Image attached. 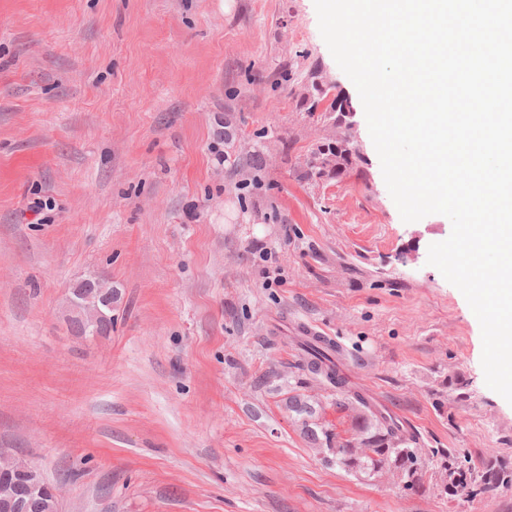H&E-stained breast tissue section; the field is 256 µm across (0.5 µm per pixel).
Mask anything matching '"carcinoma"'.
Instances as JSON below:
<instances>
[{"label":"carcinoma","instance_id":"cac0c4a2","mask_svg":"<svg viewBox=\"0 0 512 512\" xmlns=\"http://www.w3.org/2000/svg\"><path fill=\"white\" fill-rule=\"evenodd\" d=\"M318 77L319 67L315 66L310 70L308 84L305 86L310 93L306 99L308 112L319 111V105L327 97L317 87ZM340 136L347 143L346 147L338 151L331 145L327 146L328 153L334 154L332 167L336 168L338 177L359 158V154L348 147V131L341 130ZM110 291L111 285L99 281L85 290L84 297L77 298V303L73 306V316L70 318L76 333L92 338L105 336L112 331V315L101 317L97 314L102 295ZM299 349L298 369L334 389L337 408L342 409L351 401L369 408V400L348 386L336 362V346L326 340L303 336L299 340ZM351 431V437L343 438L325 430L320 438L316 431L309 429L307 437L314 444L322 440L331 444L327 461L347 473L364 478L392 473L400 478L405 489H420L422 469L416 449L412 448L416 438L406 433L397 418L372 411L370 416L353 425ZM430 453L439 461L442 470H451L456 475L455 480L444 489V493L450 497L464 492L473 496L478 490L482 492L493 486L512 483V466L505 462L490 460L485 463L481 472L475 474L468 468L458 466L452 453L445 448H432Z\"/></svg>","mask_w":512,"mask_h":512}]
</instances>
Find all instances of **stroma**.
Masks as SVG:
<instances>
[{
    "label": "stroma",
    "instance_id": "1",
    "mask_svg": "<svg viewBox=\"0 0 512 512\" xmlns=\"http://www.w3.org/2000/svg\"><path fill=\"white\" fill-rule=\"evenodd\" d=\"M353 110L359 158L308 175ZM450 220L403 222L314 0H0V449L61 512H512V485L448 497L327 464L306 429L363 414L296 368L324 336L420 448L512 464V404L478 319L428 265ZM118 291L74 335L69 290ZM310 404L304 417L290 397ZM319 67L315 66L312 70H310L308 75V84L305 86L304 89H307L310 93L309 98L303 99L307 103L306 111L308 112H320L319 111V105H321L325 98L327 97L328 92H321L320 89L317 87L316 80L318 79V82L326 84V86H329V83L327 80L322 76V74H319Z\"/></svg>",
    "mask_w": 512,
    "mask_h": 512
}]
</instances>
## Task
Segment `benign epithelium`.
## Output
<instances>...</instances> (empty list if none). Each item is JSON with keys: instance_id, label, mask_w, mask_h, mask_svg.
Listing matches in <instances>:
<instances>
[{"instance_id": "7a95c632", "label": "benign epithelium", "mask_w": 512, "mask_h": 512, "mask_svg": "<svg viewBox=\"0 0 512 512\" xmlns=\"http://www.w3.org/2000/svg\"><path fill=\"white\" fill-rule=\"evenodd\" d=\"M44 495L61 512L57 486L45 482L24 458L0 455V512H29L33 499Z\"/></svg>"}]
</instances>
